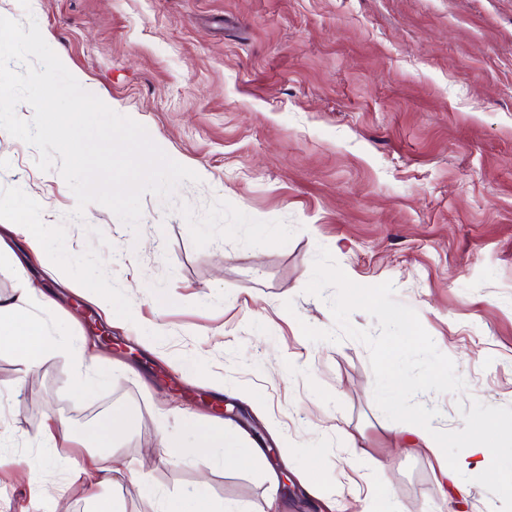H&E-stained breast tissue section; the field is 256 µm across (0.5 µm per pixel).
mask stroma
Wrapping results in <instances>:
<instances>
[{"label":"stroma","instance_id":"35a3bbf8","mask_svg":"<svg viewBox=\"0 0 512 512\" xmlns=\"http://www.w3.org/2000/svg\"><path fill=\"white\" fill-rule=\"evenodd\" d=\"M0 16L35 18L69 72L205 173L144 194L138 229L97 203L78 220L59 170L0 130V224L47 241L28 267L55 304L33 312L109 374L0 349V512L59 495L66 512H155L139 475L193 512H497L477 467L458 497L432 455L398 447L364 344L301 327H335L333 289L305 291L324 247L355 283L393 282L454 361L465 391L416 397L432 427L462 429L474 399L512 406V0H0ZM116 411L130 427L84 446ZM51 415L70 428L53 464ZM223 417L279 460L199 468L200 424ZM92 455L109 485L72 481L65 459Z\"/></svg>","mask_w":512,"mask_h":512}]
</instances>
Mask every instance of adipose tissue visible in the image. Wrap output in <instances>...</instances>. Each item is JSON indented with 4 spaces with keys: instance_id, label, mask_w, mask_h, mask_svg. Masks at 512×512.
Wrapping results in <instances>:
<instances>
[{
    "instance_id": "ef3b65f1",
    "label": "adipose tissue",
    "mask_w": 512,
    "mask_h": 512,
    "mask_svg": "<svg viewBox=\"0 0 512 512\" xmlns=\"http://www.w3.org/2000/svg\"><path fill=\"white\" fill-rule=\"evenodd\" d=\"M35 297V289L25 282L13 298L0 299V346L9 347L29 371L36 369L49 352L57 349L69 350L78 368L83 370L86 381H95L93 362L86 357L82 343L51 337L45 324L31 315L30 307ZM203 444L205 447L223 451L225 459L228 460L238 451L243 452L250 461L263 455L262 450L257 447L240 449L237 430L220 421L206 424Z\"/></svg>"
}]
</instances>
